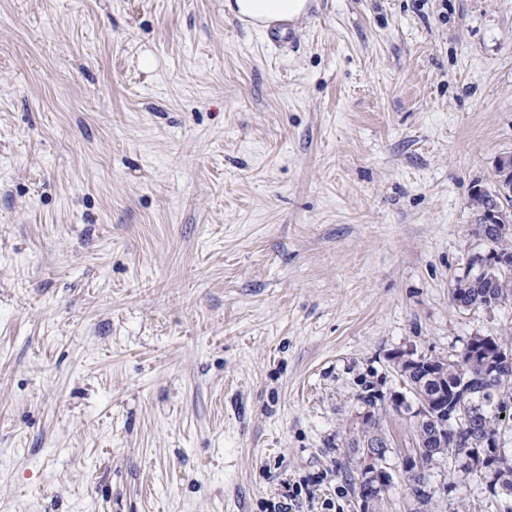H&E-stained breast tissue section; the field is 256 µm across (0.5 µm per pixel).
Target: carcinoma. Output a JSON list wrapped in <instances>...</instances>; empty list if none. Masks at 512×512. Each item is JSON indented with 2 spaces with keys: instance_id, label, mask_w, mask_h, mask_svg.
<instances>
[{
  "instance_id": "cac0c4a2",
  "label": "carcinoma",
  "mask_w": 512,
  "mask_h": 512,
  "mask_svg": "<svg viewBox=\"0 0 512 512\" xmlns=\"http://www.w3.org/2000/svg\"><path fill=\"white\" fill-rule=\"evenodd\" d=\"M491 192L472 195L476 209L475 235L482 236L484 223L483 210L488 204L487 196ZM490 250L509 259L491 279L474 276L456 280L457 288L465 292L464 299L472 307L483 309L497 308L512 301V233L498 235L489 241ZM502 345L496 338H488L478 352H462L456 359L431 356L435 365L447 364L448 393L444 395L443 406L450 415H464L471 404L481 405L485 414L482 426L484 434L489 436L500 433L504 419L501 414L512 410V367L503 365L496 374L487 373L486 362L499 353ZM480 450L477 437L465 422L448 428L443 434V443L424 453L420 465L404 470L410 493L422 505L429 504L438 488L431 487L433 469L444 459L457 462ZM464 478H478L486 481L489 492L512 497V456H501L494 468L480 475L462 470Z\"/></svg>"
}]
</instances>
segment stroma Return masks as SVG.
Masks as SVG:
<instances>
[{"mask_svg":"<svg viewBox=\"0 0 512 512\" xmlns=\"http://www.w3.org/2000/svg\"><path fill=\"white\" fill-rule=\"evenodd\" d=\"M0 0V512H503L398 466L403 351L504 339L450 294L512 153V0ZM332 510H324L323 501ZM224 7L234 17L254 27L283 23L304 16L308 0H225Z\"/></svg>","mask_w":512,"mask_h":512,"instance_id":"1","label":"stroma"}]
</instances>
